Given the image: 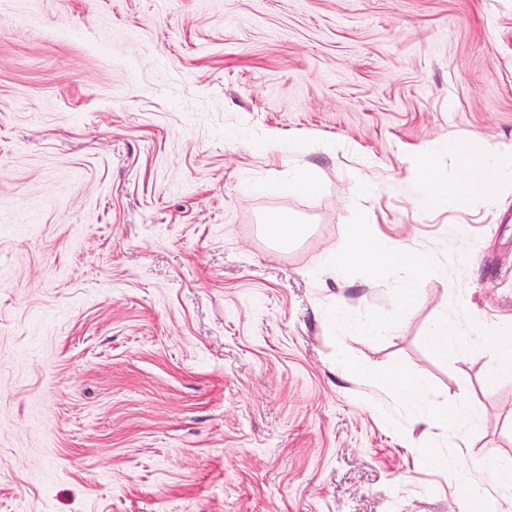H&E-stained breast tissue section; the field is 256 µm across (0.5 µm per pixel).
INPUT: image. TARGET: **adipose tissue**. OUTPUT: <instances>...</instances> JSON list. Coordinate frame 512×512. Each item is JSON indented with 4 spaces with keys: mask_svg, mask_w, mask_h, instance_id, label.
<instances>
[{
    "mask_svg": "<svg viewBox=\"0 0 512 512\" xmlns=\"http://www.w3.org/2000/svg\"><path fill=\"white\" fill-rule=\"evenodd\" d=\"M451 151L459 170L455 182L443 180L428 165L421 166L418 172L403 180L402 187L416 206L428 207L444 199L449 205L458 207L470 196L492 192L500 184L505 174L506 154L499 147L478 144L476 138L469 136L456 141ZM330 264L339 272L359 269L373 277L395 279L401 289L400 304L405 309L412 303L414 284L428 271L424 255L380 232L371 214L365 210L355 212ZM373 377L386 384L398 397L420 406L422 421L427 428L443 432L455 430L458 404H431L422 379L394 369L374 372ZM485 472L487 487L476 486L469 491L473 512H512V490L502 485V466L489 463Z\"/></svg>",
    "mask_w": 512,
    "mask_h": 512,
    "instance_id": "adipose-tissue-1",
    "label": "adipose tissue"
}]
</instances>
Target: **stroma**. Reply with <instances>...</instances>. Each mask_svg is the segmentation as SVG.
Returning <instances> with one entry per match:
<instances>
[{"label": "stroma", "mask_w": 512, "mask_h": 512, "mask_svg": "<svg viewBox=\"0 0 512 512\" xmlns=\"http://www.w3.org/2000/svg\"><path fill=\"white\" fill-rule=\"evenodd\" d=\"M464 134L512 144V0H0V512H455L512 462V188L400 182ZM359 208L427 257L409 313L327 263ZM429 341L433 350L440 355H465L471 346L470 332L460 326L448 324L447 320L436 321L430 329ZM492 342L501 358L500 369L492 374V383H495L512 374V336L495 334ZM370 376L386 384L398 397L413 402L423 409L422 418L426 430L454 431L459 417V403L433 405L428 400L426 386L422 379L402 373L399 370L370 372Z\"/></svg>", "instance_id": "obj_1"}]
</instances>
